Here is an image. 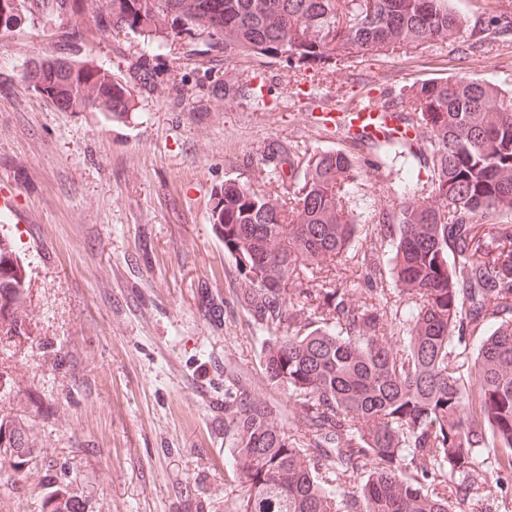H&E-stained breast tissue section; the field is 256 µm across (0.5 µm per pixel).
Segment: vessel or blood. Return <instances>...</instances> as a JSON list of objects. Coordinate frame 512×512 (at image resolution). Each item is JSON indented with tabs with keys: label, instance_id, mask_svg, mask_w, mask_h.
<instances>
[{
	"label": "vessel or blood",
	"instance_id": "obj_1",
	"mask_svg": "<svg viewBox=\"0 0 512 512\" xmlns=\"http://www.w3.org/2000/svg\"><path fill=\"white\" fill-rule=\"evenodd\" d=\"M318 121L326 130L342 134L357 144L397 140L405 129L399 113L386 110L378 103L343 112H324Z\"/></svg>",
	"mask_w": 512,
	"mask_h": 512
}]
</instances>
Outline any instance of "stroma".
<instances>
[{
	"label": "stroma",
	"mask_w": 512,
	"mask_h": 512,
	"mask_svg": "<svg viewBox=\"0 0 512 512\" xmlns=\"http://www.w3.org/2000/svg\"><path fill=\"white\" fill-rule=\"evenodd\" d=\"M490 0H457L469 21L444 42L301 66L227 57L206 38L112 31L71 45L55 12L33 9L0 30V194L7 235L22 240L29 333L0 343V424L26 460L0 459V512H229L240 490L226 463L224 381L232 369L264 399L260 344L238 304L233 261L211 209L225 180L280 190L261 157L353 155L348 208L363 231L336 282L351 297L392 292L362 267L379 215L420 144L387 165L326 132L316 115L351 97L392 103L406 86L449 75L512 88V30L490 29ZM66 55L131 88L119 118L63 110L24 78L32 61ZM148 59L157 90L133 71Z\"/></svg>",
	"instance_id": "obj_1"
}]
</instances>
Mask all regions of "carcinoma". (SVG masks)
Returning <instances> with one entry per match:
<instances>
[{
    "label": "carcinoma",
    "instance_id": "1",
    "mask_svg": "<svg viewBox=\"0 0 512 512\" xmlns=\"http://www.w3.org/2000/svg\"><path fill=\"white\" fill-rule=\"evenodd\" d=\"M32 0H0V29ZM63 37L128 30L151 39L203 36L224 56L341 62L355 53L461 34L453 0H49ZM27 78L64 110L128 109L127 85L67 56L40 59ZM409 115L432 189L406 172L380 242L365 258L389 270L402 333L387 311L344 288H304L329 272L362 231L347 201L355 158L305 159L298 193H256L227 179L212 212L241 276L236 300L262 333L268 404L234 372L224 390V444L241 493L232 512H480L466 503L497 481L476 462L506 451L512 468V91L465 78L413 85L389 106ZM21 268L0 247V342L26 335ZM480 337L471 362L467 343Z\"/></svg>",
    "mask_w": 512,
    "mask_h": 512
}]
</instances>
